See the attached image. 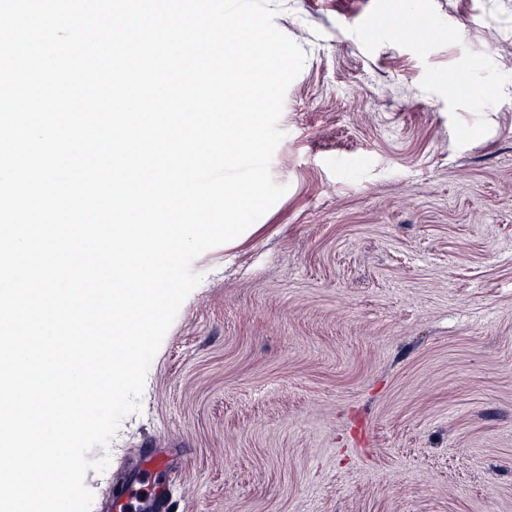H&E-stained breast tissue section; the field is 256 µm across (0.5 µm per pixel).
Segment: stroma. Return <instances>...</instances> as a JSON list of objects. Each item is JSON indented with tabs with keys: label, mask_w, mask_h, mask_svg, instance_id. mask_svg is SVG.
Instances as JSON below:
<instances>
[{
	"label": "stroma",
	"mask_w": 512,
	"mask_h": 512,
	"mask_svg": "<svg viewBox=\"0 0 512 512\" xmlns=\"http://www.w3.org/2000/svg\"><path fill=\"white\" fill-rule=\"evenodd\" d=\"M305 54L286 193L194 263L101 473L165 454L168 512H512V0H272Z\"/></svg>",
	"instance_id": "35a3bbf8"
}]
</instances>
